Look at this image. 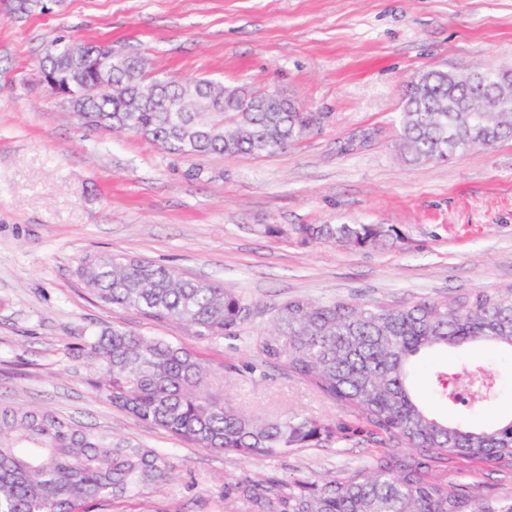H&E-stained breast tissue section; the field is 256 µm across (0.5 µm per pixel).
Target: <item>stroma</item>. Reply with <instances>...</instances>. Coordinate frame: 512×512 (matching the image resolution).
<instances>
[{"mask_svg": "<svg viewBox=\"0 0 512 512\" xmlns=\"http://www.w3.org/2000/svg\"><path fill=\"white\" fill-rule=\"evenodd\" d=\"M107 43L149 72L268 90L315 115L274 155L172 154L131 134L88 130L39 84L55 39ZM488 63L512 71V0H54L19 18L0 0V403H24L174 452L161 512H249L229 480L322 475L380 453L352 433L288 455L244 460L130 419L95 393L90 331L120 327L223 365L224 396L265 417L346 422V410L266 363L252 338L292 299L406 305L512 288V139L440 163L396 150L407 81ZM300 224H387L355 249L305 240ZM123 255L223 283L252 308L240 340L206 342L178 322L101 303L75 273L86 255ZM449 361L485 368L495 395L461 406L476 425L512 417V358L491 346ZM449 481L512 496V472L458 460Z\"/></svg>", "mask_w": 512, "mask_h": 512, "instance_id": "35a3bbf8", "label": "stroma"}]
</instances>
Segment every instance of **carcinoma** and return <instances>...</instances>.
Instances as JSON below:
<instances>
[{
  "mask_svg": "<svg viewBox=\"0 0 512 512\" xmlns=\"http://www.w3.org/2000/svg\"><path fill=\"white\" fill-rule=\"evenodd\" d=\"M46 8L36 0H11V13ZM105 55L100 74L93 61ZM40 78L62 92L82 124L139 135L170 153L268 155L281 151L312 125L313 114L281 96L248 98L209 79L180 81L146 75L138 56L108 44L59 39L37 65ZM484 83L457 85L431 69L406 87L397 151L409 163L445 161L476 146L512 137V112H467V102L489 85H512V72L487 67ZM307 239L367 248L390 237L383 224H301ZM77 274L104 303L147 319L175 321L204 340L231 339L251 308L223 285L191 280L147 260L88 256ZM487 344L512 353V289L477 290L443 301L407 306L347 300L291 299L275 310L259 337L264 357L307 380L348 408L357 427L300 414L267 419L224 400L218 370L197 352L158 336L108 327L88 336L95 367L89 385L134 419L156 425L199 448L232 451L245 459L273 458L367 429L386 451L371 465L339 476L224 483V496L250 504L251 512H512V498H481L466 486L438 481L448 458L490 461L512 471V419L490 428L441 419L413 384L421 358L443 350ZM465 387L480 401L496 379L476 366L461 368ZM180 470L174 454L111 433L93 431L48 411L0 404V512H99L134 497L160 493Z\"/></svg>",
  "mask_w": 512,
  "mask_h": 512,
  "instance_id": "cac0c4a2",
  "label": "carcinoma"
}]
</instances>
